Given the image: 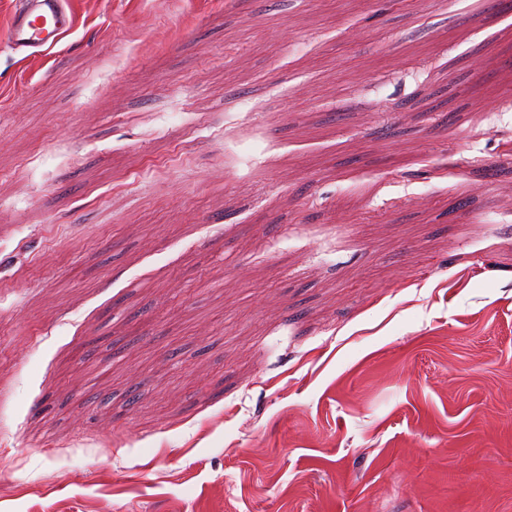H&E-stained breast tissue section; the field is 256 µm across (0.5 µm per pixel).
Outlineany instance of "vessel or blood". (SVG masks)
<instances>
[{"instance_id": "b4317fda", "label": "vessel or blood", "mask_w": 512, "mask_h": 512, "mask_svg": "<svg viewBox=\"0 0 512 512\" xmlns=\"http://www.w3.org/2000/svg\"><path fill=\"white\" fill-rule=\"evenodd\" d=\"M72 27L66 0H15L5 43L14 54L32 57L57 46Z\"/></svg>"}]
</instances>
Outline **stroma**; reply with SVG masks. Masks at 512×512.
Listing matches in <instances>:
<instances>
[{
  "label": "stroma",
  "instance_id": "35a3bbf8",
  "mask_svg": "<svg viewBox=\"0 0 512 512\" xmlns=\"http://www.w3.org/2000/svg\"><path fill=\"white\" fill-rule=\"evenodd\" d=\"M68 6L0 44V512H512V9ZM14 5L5 43L19 56L54 48L73 27L66 0H15Z\"/></svg>",
  "mask_w": 512,
  "mask_h": 512
}]
</instances>
